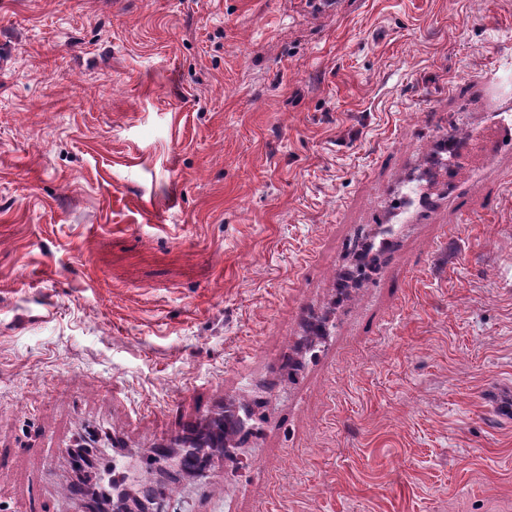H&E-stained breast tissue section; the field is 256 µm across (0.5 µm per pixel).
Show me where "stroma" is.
<instances>
[{"label": "stroma", "instance_id": "35a3bbf8", "mask_svg": "<svg viewBox=\"0 0 512 512\" xmlns=\"http://www.w3.org/2000/svg\"><path fill=\"white\" fill-rule=\"evenodd\" d=\"M509 54L512 0H0V512L90 434L148 486L176 400L254 431L153 512H512V189L336 299Z\"/></svg>", "mask_w": 512, "mask_h": 512}]
</instances>
